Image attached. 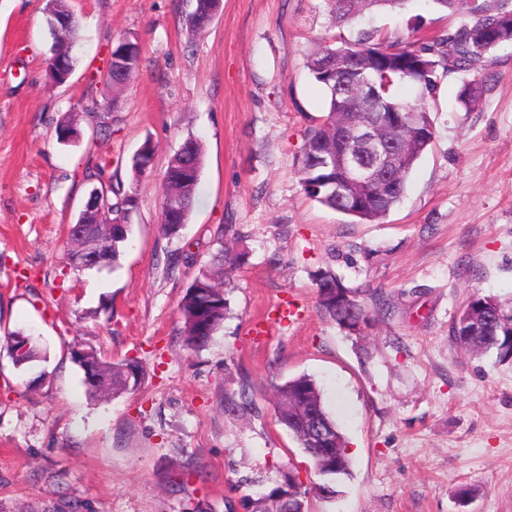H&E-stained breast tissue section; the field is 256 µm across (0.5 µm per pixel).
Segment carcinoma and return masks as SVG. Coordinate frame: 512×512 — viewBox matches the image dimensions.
<instances>
[{
    "label": "carcinoma",
    "mask_w": 512,
    "mask_h": 512,
    "mask_svg": "<svg viewBox=\"0 0 512 512\" xmlns=\"http://www.w3.org/2000/svg\"><path fill=\"white\" fill-rule=\"evenodd\" d=\"M409 0H328L330 34L307 56L306 67L312 79L327 94L328 112L305 131V144L299 161L300 185L312 200L332 210L345 214L362 224L382 222L404 199L408 178L418 161L431 148L436 137L435 123L431 116L430 100L434 98L439 76L455 72H466L474 78L463 83L458 99L464 108L476 106L486 91L485 80L480 78L485 70L488 55L498 47L512 45V0H431L434 7L450 15L461 13L463 24L456 30L431 40L405 42L377 29L356 26V21L370 9L401 11ZM221 0H183V12L188 32L191 34L204 29L217 14ZM136 42L131 35L115 43L112 56V80L104 82L100 91V106L108 109L118 100L117 93L138 71L141 52L125 55L123 49L128 43ZM347 50L359 59L368 61L383 58L393 62L389 68L375 67L369 70L378 85L380 98L375 111L366 114L385 126L391 138L398 144L405 140L407 130L415 125L427 128L426 137L418 141V147L409 155L397 171L395 187L380 199H369L362 204L339 202L329 193L328 183L334 177L333 169L320 161L324 157L332 162L336 158V126L343 112H355L357 108L343 100L337 91L351 82L353 75L330 68L325 60L336 53ZM409 86L414 90L411 98L402 97L398 89ZM187 144L186 157L173 155L164 172L161 200H166L172 188L179 190L183 207L181 218L189 219L194 205V196L204 158V146L200 139L190 135L184 139ZM155 151L151 138H145L141 149L126 162L128 181H117L111 187L112 197L108 198L109 218L131 221L139 204L138 184L151 172L146 167L145 152ZM128 236H115L103 251V264L117 265L123 253ZM243 254L227 251L225 259H218L209 269L202 270L193 279L183 295L179 311L182 319V335L190 349L208 345L224 321L227 299L223 289V264L233 267L240 262ZM321 287L336 288L349 294L344 304L320 297L322 314L345 328L354 318L368 315L360 297L369 298L376 313L382 317L390 312V300L381 292L369 288H349L330 270L319 272L316 277ZM482 299L473 298L464 303L451 327L452 342L468 337L479 353L496 351L498 361L512 362V339L505 322L512 320V311L499 309L495 313L481 310ZM25 333L17 331L7 337L6 348L13 364L25 368L40 358L37 345L23 347ZM97 365L100 381L88 386L94 397L134 391L144 378L145 372L139 361H134L137 379L129 382L123 366L128 361H109L91 355L79 363L81 370ZM276 393L286 394L297 403L304 405L305 420H292L285 411L276 412L277 421L283 425L297 442L298 448L320 471L324 483L319 492L325 498L336 493V484L350 476V461L347 445L340 427L326 411L323 395L317 382L308 375H299L276 386ZM318 426L331 439L332 450L322 458L310 452V429Z\"/></svg>",
    "instance_id": "carcinoma-1"
}]
</instances>
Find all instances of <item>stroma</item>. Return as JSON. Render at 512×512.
<instances>
[{
    "mask_svg": "<svg viewBox=\"0 0 512 512\" xmlns=\"http://www.w3.org/2000/svg\"><path fill=\"white\" fill-rule=\"evenodd\" d=\"M75 70L47 76L48 0H0V512H252L287 475L319 477L274 415V387L307 374L347 440L351 476L310 512H512V364L452 343L472 297L512 305V45L465 110L468 75L442 77L432 148L383 222L355 224L299 183L304 131L327 111L306 56L328 35L326 0H222L189 35L180 0H68ZM456 16L430 0L361 24L411 42ZM137 36L142 63L115 108L100 69ZM76 114L79 142L56 126ZM205 155L180 233L160 228L161 178L187 135ZM151 138L155 164L117 266L76 270L66 227L92 187L126 177ZM247 253L204 349L186 347L179 303L220 249ZM394 303L354 335L325 318L316 275ZM24 331L44 360L15 367ZM145 368L137 390L91 399L74 343ZM247 394L254 410L228 399ZM470 489L460 497V489Z\"/></svg>",
    "mask_w": 512,
    "mask_h": 512,
    "instance_id": "obj_1",
    "label": "stroma"
}]
</instances>
